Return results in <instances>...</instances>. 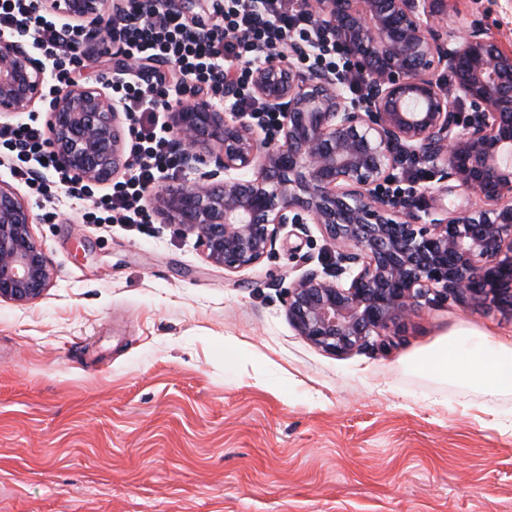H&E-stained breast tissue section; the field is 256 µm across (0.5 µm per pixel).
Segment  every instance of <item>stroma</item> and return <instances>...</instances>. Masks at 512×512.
Here are the masks:
<instances>
[{"label":"stroma","mask_w":512,"mask_h":512,"mask_svg":"<svg viewBox=\"0 0 512 512\" xmlns=\"http://www.w3.org/2000/svg\"><path fill=\"white\" fill-rule=\"evenodd\" d=\"M456 6L512 48V0ZM15 189L53 280L0 300V512H512V398L478 410L402 365L512 316L435 299L332 354L286 310L333 255L317 226L228 272L154 212L86 224Z\"/></svg>","instance_id":"1"}]
</instances>
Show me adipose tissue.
I'll list each match as a JSON object with an SVG mask.
<instances>
[{
	"instance_id": "1",
	"label": "adipose tissue",
	"mask_w": 512,
	"mask_h": 512,
	"mask_svg": "<svg viewBox=\"0 0 512 512\" xmlns=\"http://www.w3.org/2000/svg\"><path fill=\"white\" fill-rule=\"evenodd\" d=\"M413 368L465 388L483 386L486 396L512 394V340L489 339L487 331H454L414 356Z\"/></svg>"
}]
</instances>
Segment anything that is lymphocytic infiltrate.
Listing matches in <instances>:
<instances>
[{
    "label": "lymphocytic infiltrate",
    "mask_w": 512,
    "mask_h": 512,
    "mask_svg": "<svg viewBox=\"0 0 512 512\" xmlns=\"http://www.w3.org/2000/svg\"><path fill=\"white\" fill-rule=\"evenodd\" d=\"M40 0H0V37L31 41L54 75L55 84H70L84 68L86 34L77 24L62 23L40 9ZM117 37H103L99 55L120 48L133 69L100 70L94 80L109 87L131 120V173L112 193L95 196L90 185L58 169L51 140L35 122L0 126V159L15 178L44 200L63 190L68 198L91 202L85 212L99 224L144 223L141 201L156 174L172 163L165 112L191 96L223 93L225 80L238 86L237 112L263 128L276 117L249 85L247 66L267 60L287 44L307 48L306 68L336 69L351 97L364 98L368 79L337 51L331 33L317 24L306 0H210L201 26H193L164 0H125L116 22Z\"/></svg>",
    "instance_id": "lymphocytic-infiltrate-1"
}]
</instances>
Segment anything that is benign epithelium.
Here are the masks:
<instances>
[{"label": "benign epithelium", "mask_w": 512, "mask_h": 512, "mask_svg": "<svg viewBox=\"0 0 512 512\" xmlns=\"http://www.w3.org/2000/svg\"><path fill=\"white\" fill-rule=\"evenodd\" d=\"M318 24L369 77L359 103L334 73L301 70L295 46L251 66L253 92L280 115L278 139L227 120L235 89L172 112L176 186L148 192L162 223L196 235L207 258L236 272L270 255L281 230L315 224L336 246L324 274L288 287V319L331 353L365 343L433 292L461 306L492 304L512 315V50L499 46L448 0H307ZM87 23V42L112 31L124 0H46ZM460 34L444 35L447 22ZM440 70L458 98L443 94ZM47 72L19 40L0 39V119L43 99ZM468 111H459L460 104ZM122 104L77 84L49 108L57 163L102 186L129 165ZM407 155L480 204L450 211L417 206L415 191L389 189ZM24 200L0 181V299L26 303L52 279Z\"/></svg>", "instance_id": "obj_1"}]
</instances>
